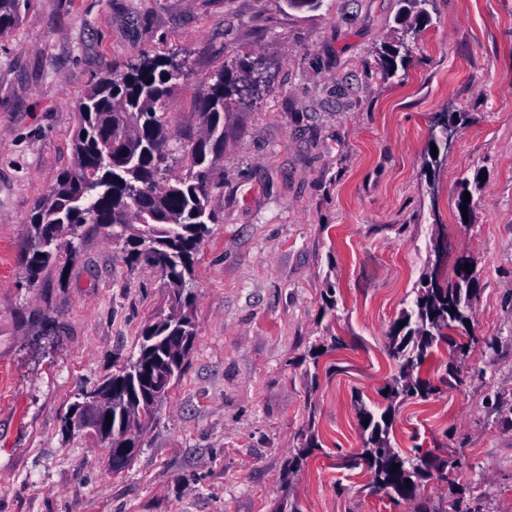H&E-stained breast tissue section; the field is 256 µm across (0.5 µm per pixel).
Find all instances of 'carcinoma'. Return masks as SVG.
<instances>
[{"label": "carcinoma", "mask_w": 512, "mask_h": 512, "mask_svg": "<svg viewBox=\"0 0 512 512\" xmlns=\"http://www.w3.org/2000/svg\"><path fill=\"white\" fill-rule=\"evenodd\" d=\"M32 0H0V34L18 27ZM185 60L175 55H146L122 69L113 68L87 90L78 104L73 141L75 163L57 178L47 199L30 216L35 242L27 258L30 281L56 257L64 234L83 235L85 226L112 229L129 261L159 271L167 288L169 313L143 326L139 349L112 375L85 387L121 396L112 413V429L134 414L151 424L158 402L180 380L196 337L189 316L193 294L194 255L218 217L210 207L216 184L210 170L224 152V106L250 101L267 75L242 70L230 61L198 100L203 135L188 151L185 171L161 176L171 155L167 100L184 75ZM460 258L454 279L443 285L425 273L411 305L403 310L391 337L390 355L400 362L389 383L395 402L442 393L444 375L423 370L444 344L458 346L456 332L472 318L477 289L467 279ZM360 419L368 420V437L360 457L371 476L370 492H387L396 505H408L403 491L413 489L422 499V480L429 469L448 468V461L416 444L410 453L393 448L389 427L395 407H375L357 400ZM399 465L393 470L392 465Z\"/></svg>", "instance_id": "1"}]
</instances>
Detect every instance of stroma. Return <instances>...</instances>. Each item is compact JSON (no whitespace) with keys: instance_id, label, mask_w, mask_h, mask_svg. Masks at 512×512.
I'll list each match as a JSON object with an SVG mask.
<instances>
[{"instance_id":"obj_1","label":"stroma","mask_w":512,"mask_h":512,"mask_svg":"<svg viewBox=\"0 0 512 512\" xmlns=\"http://www.w3.org/2000/svg\"><path fill=\"white\" fill-rule=\"evenodd\" d=\"M33 0L0 36V512H404L369 491L356 401L387 405L393 328L444 244L480 281L458 371L396 404L390 440L438 449L454 498L512 512V0ZM419 35L385 64L405 26ZM177 54L167 110L181 171L202 135L197 100L224 62L271 82L224 116L219 217L195 256L196 338L185 371L121 473L64 418L89 382L169 312L160 273L106 230L62 246L29 282V219L74 162L76 106L108 67ZM460 115L436 174L435 116ZM478 182L467 214L462 180ZM337 336L334 350L323 341ZM319 449L300 470L288 460Z\"/></svg>"}]
</instances>
